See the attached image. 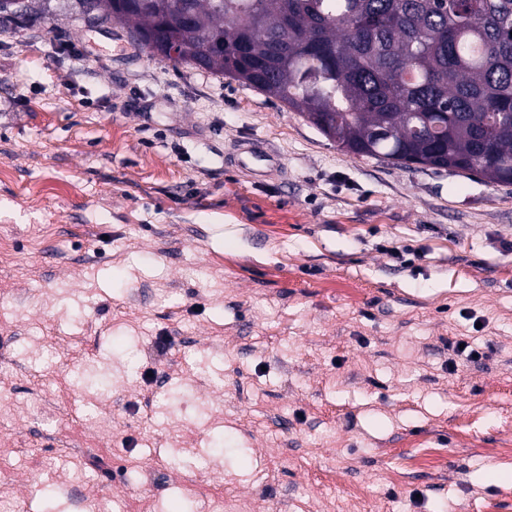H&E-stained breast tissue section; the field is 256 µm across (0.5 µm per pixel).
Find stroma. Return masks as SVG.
<instances>
[{"instance_id": "1", "label": "stroma", "mask_w": 512, "mask_h": 512, "mask_svg": "<svg viewBox=\"0 0 512 512\" xmlns=\"http://www.w3.org/2000/svg\"><path fill=\"white\" fill-rule=\"evenodd\" d=\"M71 2L0 12V512H512V186L349 154ZM246 137L287 176L226 165Z\"/></svg>"}]
</instances>
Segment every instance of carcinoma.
<instances>
[{
    "mask_svg": "<svg viewBox=\"0 0 512 512\" xmlns=\"http://www.w3.org/2000/svg\"><path fill=\"white\" fill-rule=\"evenodd\" d=\"M76 4L154 56L278 99L350 154L512 185V0Z\"/></svg>",
    "mask_w": 512,
    "mask_h": 512,
    "instance_id": "carcinoma-1",
    "label": "carcinoma"
}]
</instances>
